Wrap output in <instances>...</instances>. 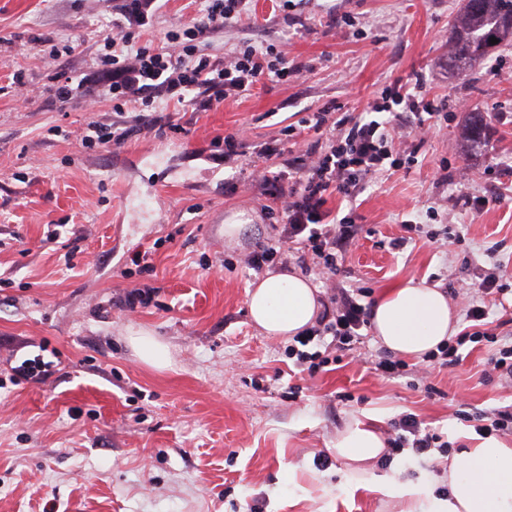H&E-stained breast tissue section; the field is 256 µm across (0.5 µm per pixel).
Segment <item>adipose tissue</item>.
Wrapping results in <instances>:
<instances>
[{
	"mask_svg": "<svg viewBox=\"0 0 512 512\" xmlns=\"http://www.w3.org/2000/svg\"><path fill=\"white\" fill-rule=\"evenodd\" d=\"M318 294L299 273H270L250 289L249 315L266 335L292 337L314 324ZM371 323L380 345L413 358L436 350L456 330L447 295L411 280L376 300ZM384 448L381 433L359 420L345 426L335 445L337 458L360 478L368 475V463ZM448 489L447 500L434 504L430 512H512V448L491 435L473 436L469 447L448 461Z\"/></svg>",
	"mask_w": 512,
	"mask_h": 512,
	"instance_id": "1",
	"label": "adipose tissue"
}]
</instances>
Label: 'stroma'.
Returning <instances> with one entry per match:
<instances>
[{"instance_id": "stroma-1", "label": "stroma", "mask_w": 512, "mask_h": 512, "mask_svg": "<svg viewBox=\"0 0 512 512\" xmlns=\"http://www.w3.org/2000/svg\"><path fill=\"white\" fill-rule=\"evenodd\" d=\"M126 2L0 0V512H427L448 484L444 457L406 451L359 482L333 449L338 432L370 416L387 436L413 413L460 449L474 419L512 404V385L486 379V345L453 370L384 377L369 328L315 376L301 372L248 312L258 276L245 258L281 231L250 173L284 163L254 148L291 145L285 127L318 108L356 115L384 87L421 79L448 120L411 168L368 179L355 203L329 196L330 211L355 209L362 226L336 281L376 296L411 278L439 285L465 328L470 284L498 264L512 271V40L453 75L463 0H293L286 11L252 0L247 17L209 34L206 53L283 44L302 72L205 112L157 95L148 130L97 65L102 38L128 25ZM203 5L157 0L134 33L159 43ZM347 13L351 35L336 28ZM69 39L74 51L49 58ZM69 78L85 97L59 99ZM477 112L480 141L468 137ZM95 125L131 134L84 146ZM237 131L244 153L225 160L214 142ZM489 192L482 209L466 202ZM231 217L249 233L226 238ZM407 220L451 235L393 248ZM144 287L150 302L128 309L127 293ZM138 334L167 346L168 366L139 359ZM29 359L50 364L44 380L20 375ZM399 484L419 488L414 502Z\"/></svg>"}]
</instances>
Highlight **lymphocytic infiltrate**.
Here are the masks:
<instances>
[{
    "label": "lymphocytic infiltrate",
    "mask_w": 512,
    "mask_h": 512,
    "mask_svg": "<svg viewBox=\"0 0 512 512\" xmlns=\"http://www.w3.org/2000/svg\"><path fill=\"white\" fill-rule=\"evenodd\" d=\"M247 2L209 0L203 21L179 32H167L162 45L156 47L135 46L130 31L104 37L99 64L103 71L119 77L112 86L113 99L149 108L154 103L153 90L159 85L169 100L206 111L251 91L260 81H283L298 75L299 67L289 59L287 50L271 44L258 47L242 42L221 61L204 53L201 44L206 34L246 15ZM404 113L412 115L416 135L435 130L438 106L398 83L386 87L379 99L369 104L365 115L337 117L327 107L308 113L303 126L325 135L327 143L323 149L295 156L282 170L255 171V178L279 203L282 229L276 243L260 246L247 257V265L261 270L284 255L288 244L296 242L304 245L322 277L332 279L361 227L351 212L332 219L327 198L334 193L356 198L367 178L400 167L404 149L393 133V123ZM370 294L366 287L333 288L316 325L300 337L301 348L295 353L298 363L309 373H316L320 365L315 354L305 352V345L328 336L337 350L350 349L370 324ZM489 316L487 306L470 301L467 327L438 352L424 355V362L453 368L463 362L466 344L485 341L494 348L490 358L493 371L499 378L512 380V338L487 328ZM393 428L395 435L388 443L394 452L408 446L418 454L433 448L442 453L448 450L441 435L422 428L415 414L401 415Z\"/></svg>",
    "instance_id": "1"
}]
</instances>
